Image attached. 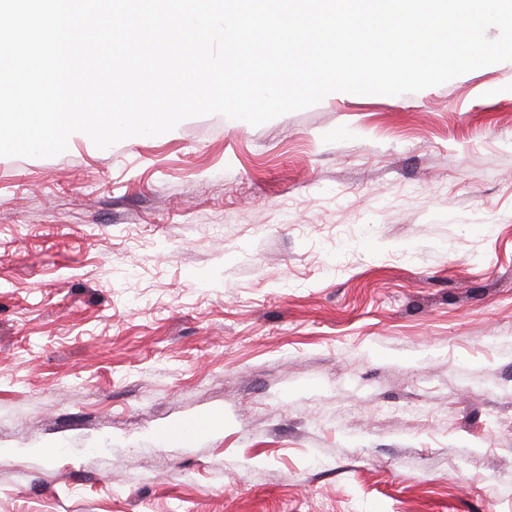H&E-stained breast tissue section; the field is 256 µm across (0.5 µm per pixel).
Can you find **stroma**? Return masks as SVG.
I'll return each instance as SVG.
<instances>
[{
  "label": "stroma",
  "instance_id": "stroma-1",
  "mask_svg": "<svg viewBox=\"0 0 512 512\" xmlns=\"http://www.w3.org/2000/svg\"><path fill=\"white\" fill-rule=\"evenodd\" d=\"M0 512H512V62L0 157Z\"/></svg>",
  "mask_w": 512,
  "mask_h": 512
}]
</instances>
